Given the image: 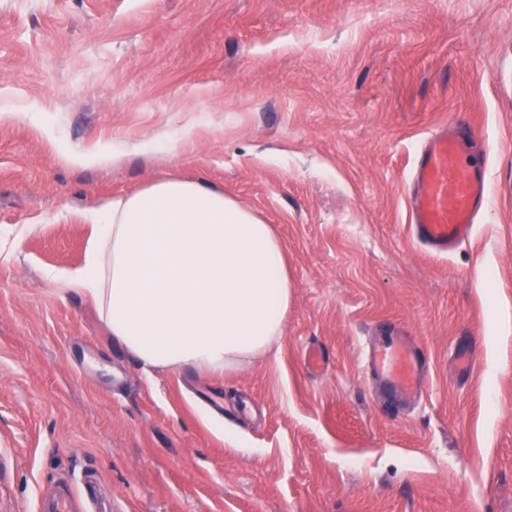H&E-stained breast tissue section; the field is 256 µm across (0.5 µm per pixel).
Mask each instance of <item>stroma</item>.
<instances>
[{
	"mask_svg": "<svg viewBox=\"0 0 512 512\" xmlns=\"http://www.w3.org/2000/svg\"><path fill=\"white\" fill-rule=\"evenodd\" d=\"M458 119L491 198L443 256L408 188ZM164 175L288 253L283 337L249 367L146 381L43 276L82 262L79 212ZM395 327L431 364L398 415L366 366ZM5 450L0 512L89 471L114 512H512V0H0Z\"/></svg>",
	"mask_w": 512,
	"mask_h": 512,
	"instance_id": "1",
	"label": "stroma"
}]
</instances>
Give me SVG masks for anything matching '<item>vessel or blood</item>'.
I'll return each instance as SVG.
<instances>
[{"mask_svg": "<svg viewBox=\"0 0 512 512\" xmlns=\"http://www.w3.org/2000/svg\"><path fill=\"white\" fill-rule=\"evenodd\" d=\"M472 136L470 123H451L426 138L414 164L409 229L417 242L438 254H449L467 238L489 200L484 170L463 159V145ZM367 366L398 407L420 396L429 372L422 351L400 332L370 352ZM38 512L111 510L97 505L95 486L87 480L78 491L67 482L41 488Z\"/></svg>", "mask_w": 512, "mask_h": 512, "instance_id": "vessel-or-blood-1", "label": "vessel or blood"}]
</instances>
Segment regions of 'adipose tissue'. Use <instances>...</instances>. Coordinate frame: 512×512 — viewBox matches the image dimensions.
<instances>
[{
	"label": "adipose tissue",
	"mask_w": 512,
	"mask_h": 512,
	"mask_svg": "<svg viewBox=\"0 0 512 512\" xmlns=\"http://www.w3.org/2000/svg\"><path fill=\"white\" fill-rule=\"evenodd\" d=\"M81 220L83 264L44 276L89 299L145 372L220 375L281 340L293 288L283 246L222 190L160 177Z\"/></svg>",
	"instance_id": "ef3b65f1"
}]
</instances>
